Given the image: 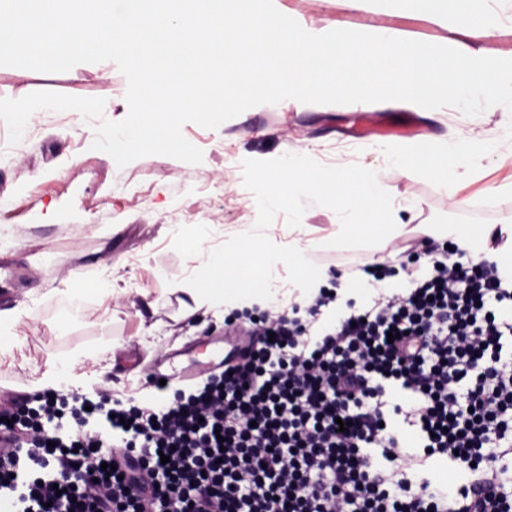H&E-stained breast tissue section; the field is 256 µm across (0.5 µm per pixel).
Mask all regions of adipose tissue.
<instances>
[{
  "instance_id": "1",
  "label": "adipose tissue",
  "mask_w": 512,
  "mask_h": 512,
  "mask_svg": "<svg viewBox=\"0 0 512 512\" xmlns=\"http://www.w3.org/2000/svg\"><path fill=\"white\" fill-rule=\"evenodd\" d=\"M495 144L474 141L466 136L436 143L430 150L416 146L391 149L387 159L407 178L427 175L436 180L448 196H455L461 171L474 168L487 155L494 153Z\"/></svg>"
}]
</instances>
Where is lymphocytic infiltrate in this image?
I'll list each match as a JSON object with an SVG mask.
<instances>
[{"mask_svg":"<svg viewBox=\"0 0 512 512\" xmlns=\"http://www.w3.org/2000/svg\"><path fill=\"white\" fill-rule=\"evenodd\" d=\"M451 255L409 251L398 292L373 265L375 297L330 325L332 288L262 312L237 362L172 395L150 379L151 404L21 395L0 410V512H512V285ZM435 461L468 482L437 488Z\"/></svg>","mask_w":512,"mask_h":512,"instance_id":"lymphocytic-infiltrate-1","label":"lymphocytic infiltrate"}]
</instances>
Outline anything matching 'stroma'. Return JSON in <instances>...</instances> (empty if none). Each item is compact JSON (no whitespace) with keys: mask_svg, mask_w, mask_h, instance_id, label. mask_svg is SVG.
Here are the masks:
<instances>
[{"mask_svg":"<svg viewBox=\"0 0 512 512\" xmlns=\"http://www.w3.org/2000/svg\"><path fill=\"white\" fill-rule=\"evenodd\" d=\"M278 2L321 25L398 30L448 46L466 38L463 28L447 21L367 0L357 5L351 0ZM2 88L24 95L54 91L101 98L114 121L128 112L127 81L111 61L50 74L0 66ZM361 111L380 114L395 127L415 117L426 132L407 139L351 137L352 119ZM95 127L75 111L43 112L23 137V153L0 150V228L16 240L0 255V266L24 274L20 288L0 292V310L23 303L28 311L6 329L11 350L0 355V376H14L20 391H33L34 379L53 366L61 390L92 384L117 398L135 389L140 398L152 400L156 394L145 386L147 367L205 337L224 335L223 311L185 312L189 298L176 287L200 258L175 244L174 231L195 221L213 225L214 236L204 244L211 251L256 223L255 198L243 185L244 159L288 151L322 163L341 152L351 163L376 171L380 185L415 223L459 215L490 195L512 218V192L500 189L512 182V155L485 158L452 200L430 177L405 178L381 155L385 148L426 147L460 132L499 140L512 127V115L503 110L477 114L464 125L453 107L426 112L402 102L332 108L264 104L215 129L184 124V137L203 152L201 163L152 155L122 168L92 149ZM106 280L115 281V292L97 290V282Z\"/></svg>","mask_w":512,"mask_h":512,"instance_id":"1","label":"stroma"}]
</instances>
